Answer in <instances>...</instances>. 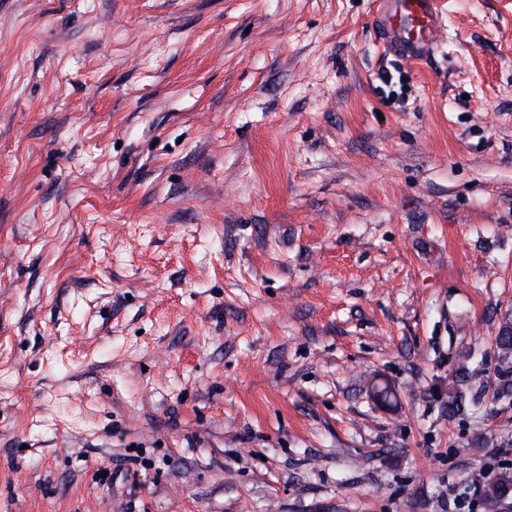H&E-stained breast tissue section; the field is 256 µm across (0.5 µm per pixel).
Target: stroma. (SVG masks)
Wrapping results in <instances>:
<instances>
[{"instance_id":"obj_1","label":"stroma","mask_w":512,"mask_h":512,"mask_svg":"<svg viewBox=\"0 0 512 512\" xmlns=\"http://www.w3.org/2000/svg\"><path fill=\"white\" fill-rule=\"evenodd\" d=\"M376 4L0 0V512H481L512 0ZM442 0H382L377 28L383 48L402 60L422 61L445 28Z\"/></svg>"}]
</instances>
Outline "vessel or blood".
<instances>
[{
	"label": "vessel or blood",
	"instance_id": "obj_1",
	"mask_svg": "<svg viewBox=\"0 0 512 512\" xmlns=\"http://www.w3.org/2000/svg\"><path fill=\"white\" fill-rule=\"evenodd\" d=\"M443 0H381L377 28L385 51L403 60L426 59L445 28Z\"/></svg>",
	"mask_w": 512,
	"mask_h": 512
}]
</instances>
